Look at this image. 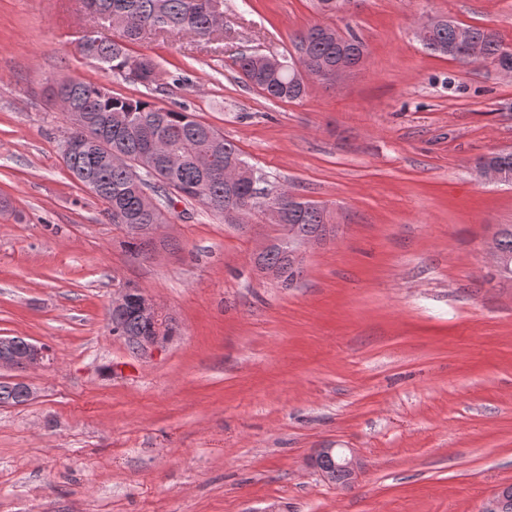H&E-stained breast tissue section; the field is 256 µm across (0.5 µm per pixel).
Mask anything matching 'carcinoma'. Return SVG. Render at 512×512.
<instances>
[{"mask_svg": "<svg viewBox=\"0 0 512 512\" xmlns=\"http://www.w3.org/2000/svg\"><path fill=\"white\" fill-rule=\"evenodd\" d=\"M93 5L91 13L99 25H112L120 39L108 41L91 30L81 36L84 55L97 61L104 69L130 78L138 74L137 82L157 85L163 80L154 59L147 55L135 56L127 44L136 41L145 31L173 36L205 39L214 32V13L224 7V0H84ZM462 23L449 16H435L430 20V31L423 47L432 54L447 57L463 66L486 67L494 60H512L506 46L491 29L465 26L467 35L460 33ZM292 44L297 57L288 63L273 62L264 55L243 54L236 67L244 81L273 100L292 102L307 94L306 79L327 82V74L341 58L355 63L365 61L364 43L355 35H336L321 25H311L296 31ZM51 97L66 99L69 137L94 138L98 142L95 159L76 156L67 163L71 174L79 181L91 179L97 184L96 196L105 204L112 223L127 225L130 233L127 245L141 253L146 239L137 233V224L168 223L159 220L157 209L165 200L158 188L151 185L154 177L162 185L177 191H190L188 198L202 203L207 209L224 214L247 207L245 220L263 212L260 202V183L253 180L254 167L243 157L232 141L224 138L214 127L198 120L184 109L160 107L140 98L115 96L104 86L77 78L56 81ZM165 139L170 150L179 156L171 167L166 160L148 153L150 143ZM123 155L150 165L145 172L143 186L131 183L120 164H108L105 157ZM495 165L512 179V152L482 155L476 168ZM283 223L310 237H325L332 232L334 217L326 204L310 201L302 208L290 197L280 201ZM121 214L123 220L115 219ZM262 262L275 265L282 271L281 285L288 288L302 273L294 265L286 247L273 242L262 256ZM120 336H143L148 325L134 311H129L123 322L113 328ZM26 402L21 389L0 382V403Z\"/></svg>", "mask_w": 512, "mask_h": 512, "instance_id": "1", "label": "carcinoma"}]
</instances>
